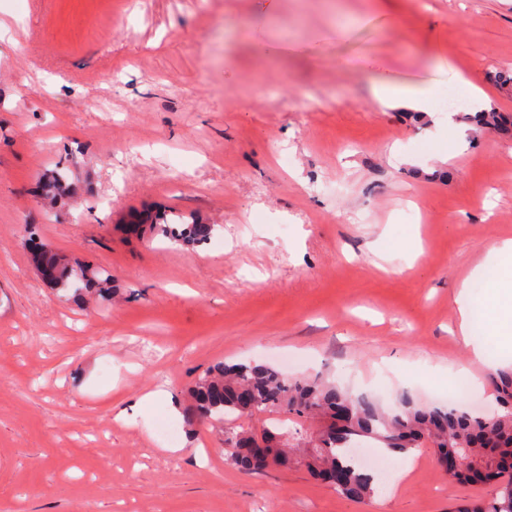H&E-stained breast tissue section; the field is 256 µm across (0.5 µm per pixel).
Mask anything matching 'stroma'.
Here are the masks:
<instances>
[{
  "mask_svg": "<svg viewBox=\"0 0 512 512\" xmlns=\"http://www.w3.org/2000/svg\"><path fill=\"white\" fill-rule=\"evenodd\" d=\"M0 19V512H452L494 496L428 447L386 454L364 503L298 466L244 471L189 391L218 363L292 355L295 375L386 405L491 402L456 299L512 239V133L461 116L449 131L372 86L440 97L461 77L512 114V85L491 80L512 70V0H0ZM53 169L69 191L51 205ZM171 208L210 239L123 230ZM32 237L108 270L110 305L59 297ZM433 87L408 86L391 82H378L373 86L376 98L382 101L397 100L408 103L418 112H432L430 102L433 95Z\"/></svg>",
  "mask_w": 512,
  "mask_h": 512,
  "instance_id": "stroma-1",
  "label": "stroma"
}]
</instances>
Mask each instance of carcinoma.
I'll use <instances>...</instances> for the list:
<instances>
[{
	"mask_svg": "<svg viewBox=\"0 0 512 512\" xmlns=\"http://www.w3.org/2000/svg\"><path fill=\"white\" fill-rule=\"evenodd\" d=\"M468 120L479 128L507 124L502 114L492 110L475 112ZM146 222L186 246L210 234V227L198 217L177 211L138 220ZM53 263L58 274L52 283L62 293H109L107 270L70 267L61 258ZM490 381L495 391L490 410L421 404L408 396L384 406L368 396H355L322 375L290 378L274 367L250 362L215 368L196 383L192 394L196 414L211 423H222L231 416L270 415L258 432H224V447L230 449L232 464L253 469L246 449L271 439L264 468L293 463L321 479L337 473L336 490L364 502L375 495L374 478L350 456L361 438L373 439L385 450L400 454L428 446L438 455L456 453L470 463L512 460V369L499 371ZM313 420L321 425L312 436L307 423ZM496 481V493L489 502H466L453 512H512V470L498 469Z\"/></svg>",
	"mask_w": 512,
	"mask_h": 512,
	"instance_id": "obj_1",
	"label": "carcinoma"
}]
</instances>
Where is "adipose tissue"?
Here are the masks:
<instances>
[{
	"mask_svg": "<svg viewBox=\"0 0 512 512\" xmlns=\"http://www.w3.org/2000/svg\"><path fill=\"white\" fill-rule=\"evenodd\" d=\"M462 336L497 337L512 352V240L492 249L463 281L458 295Z\"/></svg>",
	"mask_w": 512,
	"mask_h": 512,
	"instance_id": "obj_1",
	"label": "adipose tissue"
}]
</instances>
